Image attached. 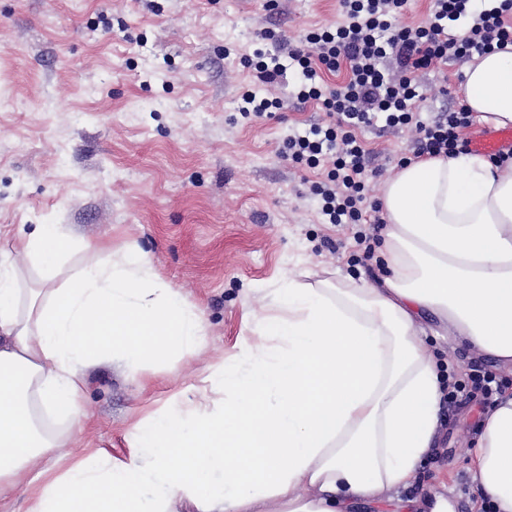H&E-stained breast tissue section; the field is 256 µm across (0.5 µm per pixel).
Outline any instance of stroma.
<instances>
[{"mask_svg": "<svg viewBox=\"0 0 512 512\" xmlns=\"http://www.w3.org/2000/svg\"><path fill=\"white\" fill-rule=\"evenodd\" d=\"M342 20L341 0H0V251L19 227L38 224L63 225L74 240L68 270L97 261L101 240L133 243L205 318V351L179 376L151 369L149 390L118 365L91 370L90 421L70 456L126 459L133 426L178 405L209 364L234 352L244 301L260 306L284 276H380V258L363 260L354 240L371 225L323 223L313 191L323 168L283 152L289 134L326 121L324 110L296 98L299 71L264 85L250 65L273 48L264 32L296 46ZM465 66L420 73L424 120L460 102ZM249 91L280 108L244 117ZM357 136L375 198L412 157L416 134L380 123ZM424 345L458 378L489 372L512 392L511 368L455 337ZM486 411L478 394L442 410L437 445L400 499L432 487L456 512H490L468 471Z\"/></svg>", "mask_w": 512, "mask_h": 512, "instance_id": "stroma-1", "label": "stroma"}]
</instances>
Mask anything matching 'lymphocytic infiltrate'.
I'll return each mask as SVG.
<instances>
[{"mask_svg":"<svg viewBox=\"0 0 512 512\" xmlns=\"http://www.w3.org/2000/svg\"><path fill=\"white\" fill-rule=\"evenodd\" d=\"M484 0H433L427 22L396 27L393 19L406 0H342L344 20L336 28L307 34L302 47L262 54L255 70L260 82L273 83L288 69L300 71L297 98L316 101L332 116V124L314 125L286 138L292 160L324 167L317 184L321 215L328 224H373L357 244L364 259L374 257L384 219L379 206H367L365 150L357 129L384 121L412 128L414 157L453 155L467 149L460 133L472 124V113L460 104L435 122L422 118L425 97L416 81L419 71L436 63L470 59L512 43V0L487 8ZM462 35H454V28ZM395 61L399 78H389L385 64ZM347 68L348 80L334 88L324 85L323 71Z\"/></svg>","mask_w":512,"mask_h":512,"instance_id":"lymphocytic-infiltrate-1","label":"lymphocytic infiltrate"}]
</instances>
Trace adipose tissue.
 I'll list each match as a JSON object with an SVG mask.
<instances>
[{"instance_id": "ef3b65f1", "label": "adipose tissue", "mask_w": 512, "mask_h": 512, "mask_svg": "<svg viewBox=\"0 0 512 512\" xmlns=\"http://www.w3.org/2000/svg\"><path fill=\"white\" fill-rule=\"evenodd\" d=\"M462 93L512 125V44L468 64ZM379 205L378 283L283 278L245 311L248 336L207 367L200 399L139 422L127 459L75 458L61 473L89 420L91 369L176 371L205 326L136 246L103 243V262L66 276L59 225L20 232L0 257V494L26 486V512H352L416 483L443 387L424 320L512 367V162L418 158ZM39 458L51 464L32 472ZM469 472L495 512H512V393L482 418Z\"/></svg>"}]
</instances>
